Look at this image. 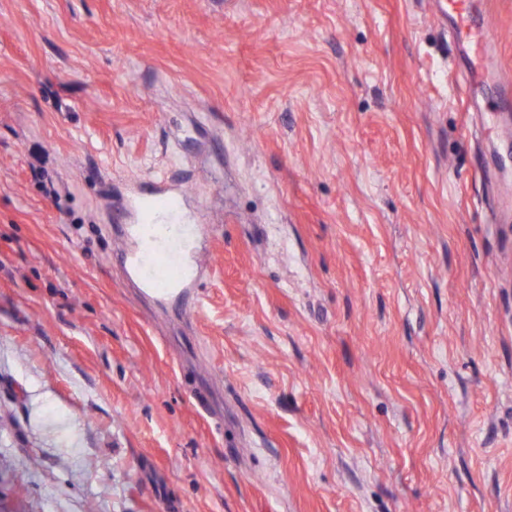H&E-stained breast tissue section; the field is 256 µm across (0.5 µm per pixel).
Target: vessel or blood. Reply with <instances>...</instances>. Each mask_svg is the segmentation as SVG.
I'll return each mask as SVG.
<instances>
[{
  "mask_svg": "<svg viewBox=\"0 0 512 512\" xmlns=\"http://www.w3.org/2000/svg\"><path fill=\"white\" fill-rule=\"evenodd\" d=\"M439 7L460 48L466 90L490 89L502 100L512 99V76L500 70L490 53L486 0H441ZM179 207L177 196L163 183L156 184L150 202L129 204L134 222L128 228L131 245L123 271L161 302L185 294L197 276L186 255L188 227L177 218Z\"/></svg>",
  "mask_w": 512,
  "mask_h": 512,
  "instance_id": "vessel-or-blood-1",
  "label": "vessel or blood"
}]
</instances>
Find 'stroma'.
I'll return each instance as SVG.
<instances>
[{
	"instance_id": "35a3bbf8",
	"label": "stroma",
	"mask_w": 512,
	"mask_h": 512,
	"mask_svg": "<svg viewBox=\"0 0 512 512\" xmlns=\"http://www.w3.org/2000/svg\"><path fill=\"white\" fill-rule=\"evenodd\" d=\"M458 61L432 0H0L6 512H512V115ZM179 207L178 197L163 182L154 187L150 202L134 199L129 204L135 220L128 228L131 245L123 257V271L160 302L185 294L197 276L186 255L188 224H179ZM165 217L169 224L160 223Z\"/></svg>"
}]
</instances>
